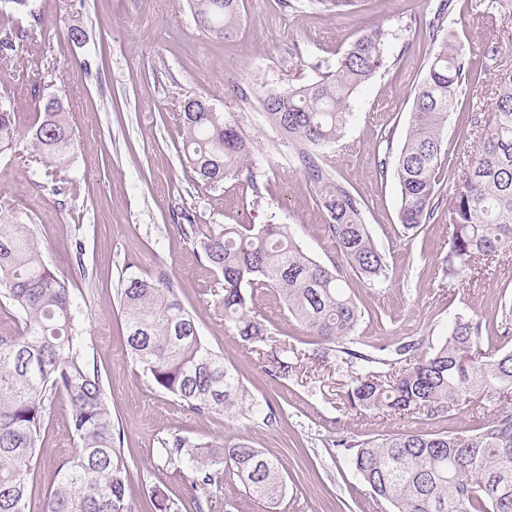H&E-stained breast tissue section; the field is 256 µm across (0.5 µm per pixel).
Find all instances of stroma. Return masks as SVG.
Segmentation results:
<instances>
[{
	"instance_id": "35a3bbf8",
	"label": "stroma",
	"mask_w": 512,
	"mask_h": 512,
	"mask_svg": "<svg viewBox=\"0 0 512 512\" xmlns=\"http://www.w3.org/2000/svg\"><path fill=\"white\" fill-rule=\"evenodd\" d=\"M434 4L359 0L351 13L336 16L305 6L291 9L282 0H239V32L229 39L203 31L189 0H32L30 13L15 14V27L26 30L31 12L40 13L43 31L17 41L12 60L0 61V92L12 91L24 127L37 118L38 98L60 97L74 116L77 146L72 183L58 192L29 168L26 141L0 153V207L32 225L46 262L70 283L87 357L102 376L126 459L140 476L129 492L137 512H148L152 486L185 494L158 454L161 438L173 432L197 443L243 439L279 460L286 481L281 505L256 500L228 480L214 494L233 504V512H380L340 439L462 432L477 425L475 412L466 407L436 417L345 409L341 396L348 377L332 357L270 376L253 345L225 329L216 315L211 293L218 283L179 228L183 213L216 226L285 224L309 256L326 264L335 259L315 188L296 166L287 136L267 122L260 99L269 87L316 79V71L289 64V48L300 46L305 58L332 70L359 34L382 26L411 45L358 90L345 138L327 153L335 178L363 199L366 222L389 269L380 288L347 278L366 311L378 315L363 321L358 340L381 348L387 360L390 346L404 337L440 342L449 313L460 308L496 325L502 303H512V262L485 261L479 278L448 280L441 271L450 234L445 214L419 235L403 236L396 184L377 172L379 153L398 151L402 144L428 49L421 30ZM448 24L474 53L496 42L512 57V15L490 18L472 0H456ZM75 26L85 32L82 42L70 37ZM495 81L494 71L479 68L464 87L448 125L449 154L472 143L473 128L464 116L490 107ZM239 87L249 103L236 96ZM192 96L205 98L249 135L261 163L257 188L228 181L205 191L191 181L182 157L183 132L173 115ZM79 241L85 246L80 259ZM132 278L174 285L200 335L237 369L250 393L242 408L199 415L150 386L127 352L118 304V289ZM252 307L264 315L275 339L304 348L302 328L272 295H255ZM75 447L69 407L56 398L45 451L33 469L34 500L50 489L58 464Z\"/></svg>"
}]
</instances>
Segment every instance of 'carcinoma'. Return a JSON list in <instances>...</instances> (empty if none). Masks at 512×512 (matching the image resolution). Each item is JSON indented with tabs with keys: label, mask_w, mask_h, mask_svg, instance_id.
I'll use <instances>...</instances> for the list:
<instances>
[{
	"label": "carcinoma",
	"mask_w": 512,
	"mask_h": 512,
	"mask_svg": "<svg viewBox=\"0 0 512 512\" xmlns=\"http://www.w3.org/2000/svg\"><path fill=\"white\" fill-rule=\"evenodd\" d=\"M201 28L229 37L239 22L238 0H192ZM355 0H308V7L345 14ZM29 0H0V56L9 58L26 37L9 26L10 15ZM455 0H440L422 31L435 47L413 91L412 113L393 167L378 160L381 176L392 174L399 191L398 220L418 233L442 208L441 186L456 179L448 224L452 227L442 273L451 280L472 276L476 261L512 256V67L498 70L492 106L470 116L478 141L466 166L457 167L444 146V131L474 61L468 46L448 27ZM395 37L380 27L361 34L319 79L267 89L261 105L269 124L294 144L303 175L318 190L327 212V236L338 256L320 263L304 252L284 224H224L207 231L182 224L199 243L204 266L221 289L215 305L224 326L258 343L268 373L286 375L306 356L295 345L275 342L251 314L254 294L272 291L317 350L333 345L349 383L343 405L395 414L440 410L479 402L496 392L512 394V350L483 348L489 327L472 311L457 310L442 341L425 346L413 338L395 344L396 358L381 360L357 344L364 312L344 287L350 273L376 288L387 265L364 219L363 201L325 166L326 151L339 143L353 117L351 98L386 64ZM0 95V152L20 137L15 112ZM42 117L31 131V158L51 183L68 171L75 150L72 115L60 100L41 98ZM184 131L185 164L204 189L224 181L256 185L260 168L246 133L224 113L197 106L178 114ZM126 344L155 389L200 415L230 413L247 400L237 371L199 335L194 316L173 284L133 278L119 292ZM16 310L17 331L0 335V512H134L129 491L138 474L114 432L102 376L90 366L79 332L69 283L44 262L29 224L0 214V309ZM396 365L386 372L374 365ZM64 397L77 441L63 460L54 485L32 508L31 466L44 449L54 396ZM349 460L373 494L392 512H512V403H504L468 432H404L375 440H344ZM198 444L172 433L158 449L164 466L185 485L188 498L167 488L149 490L151 512H209L211 489L232 471L249 496L275 502L285 493L279 463L244 441L226 442L220 455L204 458Z\"/></svg>",
	"instance_id": "obj_1"
}]
</instances>
